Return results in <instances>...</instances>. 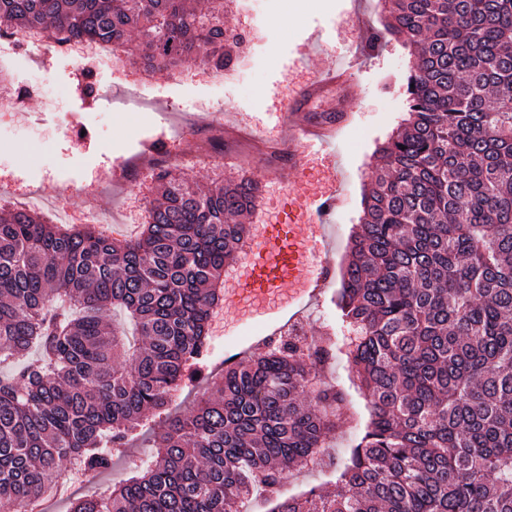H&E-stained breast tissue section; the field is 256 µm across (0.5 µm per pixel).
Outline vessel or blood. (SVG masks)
<instances>
[{
    "instance_id": "b4317fda",
    "label": "vessel or blood",
    "mask_w": 512,
    "mask_h": 512,
    "mask_svg": "<svg viewBox=\"0 0 512 512\" xmlns=\"http://www.w3.org/2000/svg\"><path fill=\"white\" fill-rule=\"evenodd\" d=\"M362 57L348 53L335 68L327 70L309 84L286 95L277 107L280 135L268 150L273 159L270 169L282 182L290 183L302 167L298 146L312 145L322 158L325 170L319 183L292 186L288 194L286 219L269 225L246 260L249 279L244 287L225 291L224 303L236 309L255 300L271 301L288 295L289 308H302L320 299L331 285L328 261L315 253L328 235L341 191L335 122H313L305 117L310 102L318 93L338 82L353 79Z\"/></svg>"
}]
</instances>
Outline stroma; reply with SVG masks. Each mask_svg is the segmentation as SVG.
Returning <instances> with one entry per match:
<instances>
[{
  "label": "stroma",
  "mask_w": 512,
  "mask_h": 512,
  "mask_svg": "<svg viewBox=\"0 0 512 512\" xmlns=\"http://www.w3.org/2000/svg\"><path fill=\"white\" fill-rule=\"evenodd\" d=\"M224 10L226 26L242 38L240 59L232 71L217 74L195 67L146 74L129 65L106 67L98 78L112 88L108 103L86 99L77 91V74L61 54L44 48L36 62L19 61L8 86L38 79L47 92L29 97L0 122V180L5 183L0 189V207L17 206L35 191L47 203L42 211L45 218L65 210L73 225L81 226L109 212L114 221L104 225L106 235L135 237L156 195L155 169L131 173L109 184L99 183L98 178L122 168L139 154L143 141L154 140L165 126L179 125L184 129L182 141L164 146L166 170L201 186L244 174L263 187L241 248L244 256L256 244L262 225L281 218L288 196L286 184L268 172L266 143L279 136L273 114L276 104L296 83L314 79L336 65L348 47L355 45L365 58L362 71L349 86L326 91L310 107L314 116L345 112V122L336 133L341 203L328 255L334 272H341L363 215L364 190L380 162L378 149L407 117L410 50L399 40L371 46L372 34L382 30L385 22L381 0H226ZM315 37L322 46L318 52L311 48ZM303 56L308 59L306 69L295 68V61ZM235 112L246 113L259 138H252L232 121ZM67 122L82 125L85 138L77 141L64 135L62 126ZM243 256L226 268L225 287L243 282ZM335 298V288H328L294 328L300 335L332 345L333 356L322 371V380L345 392L346 413L337 423L322 462L289 473L281 488L286 497L313 488L334 490L370 421L367 395L347 360L350 332ZM276 316L273 305L244 316L216 308L200 374L183 384L173 410L190 412L193 400L218 384L225 366L245 355L264 353L262 338L280 326ZM165 420V415H150L135 446L114 458L107 472L77 482L64 461L58 465L60 480L71 483L77 496L122 481L132 467L151 462L156 454L154 437Z\"/></svg>",
  "instance_id": "obj_1"
}]
</instances>
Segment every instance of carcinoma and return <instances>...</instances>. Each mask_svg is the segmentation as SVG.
Instances as JSON below:
<instances>
[{"instance_id": "obj_1", "label": "carcinoma", "mask_w": 512, "mask_h": 512, "mask_svg": "<svg viewBox=\"0 0 512 512\" xmlns=\"http://www.w3.org/2000/svg\"><path fill=\"white\" fill-rule=\"evenodd\" d=\"M414 56L408 119L380 147L337 307L371 420L336 490L282 497L318 461L342 390H312L330 349L283 336L174 417L158 456L69 512H512V0H388ZM110 41L144 72L235 60L224 0H0V34ZM138 239L0 213V512H28L66 458L101 474L206 349L259 182L197 191L157 173ZM120 310L132 334L106 321Z\"/></svg>"}]
</instances>
